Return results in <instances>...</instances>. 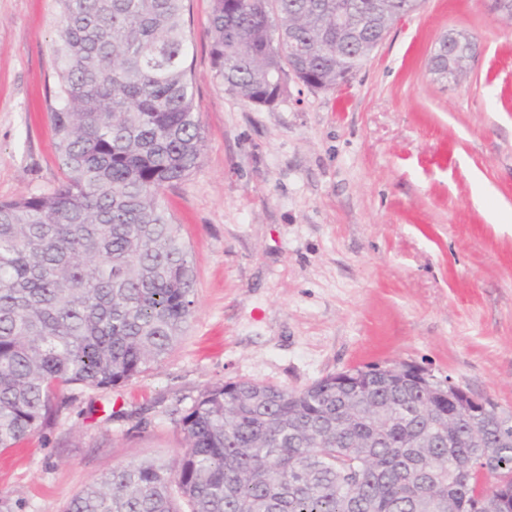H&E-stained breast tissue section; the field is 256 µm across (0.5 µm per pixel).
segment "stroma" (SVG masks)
Returning a JSON list of instances; mask_svg holds the SVG:
<instances>
[{"label": "stroma", "mask_w": 512, "mask_h": 512, "mask_svg": "<svg viewBox=\"0 0 512 512\" xmlns=\"http://www.w3.org/2000/svg\"><path fill=\"white\" fill-rule=\"evenodd\" d=\"M213 0H185L200 166L164 189L196 275L174 349L106 389L74 385L50 421L0 450L13 512H63L93 479L181 456L172 410L237 380L300 390L416 364L512 413V23L487 0H421L347 85L289 79L271 108L216 79ZM56 0H0V201L63 175L50 113ZM474 54L441 82L430 60ZM441 42H445L448 45L447 66L441 73L446 77L448 76V80H451L460 69L464 68L465 63L470 58L458 53L457 50L471 41L467 34L458 32L452 35H445Z\"/></svg>", "instance_id": "stroma-1"}]
</instances>
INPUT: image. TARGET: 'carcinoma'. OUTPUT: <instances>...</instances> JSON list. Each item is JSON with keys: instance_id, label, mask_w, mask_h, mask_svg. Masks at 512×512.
<instances>
[{"instance_id": "1", "label": "carcinoma", "mask_w": 512, "mask_h": 512, "mask_svg": "<svg viewBox=\"0 0 512 512\" xmlns=\"http://www.w3.org/2000/svg\"><path fill=\"white\" fill-rule=\"evenodd\" d=\"M51 112L63 179L0 201V448L50 418L73 384L110 388L161 361L195 312V274L164 187L200 165L184 0H58ZM340 0H213L215 77L241 101L287 92L288 34L322 90L358 71L402 8L374 29L336 28ZM397 365L301 390L240 380L204 390L176 420L185 452L77 493L64 512H512V447L448 426ZM462 468L448 470V456ZM497 482L488 486L485 479Z\"/></svg>"}]
</instances>
